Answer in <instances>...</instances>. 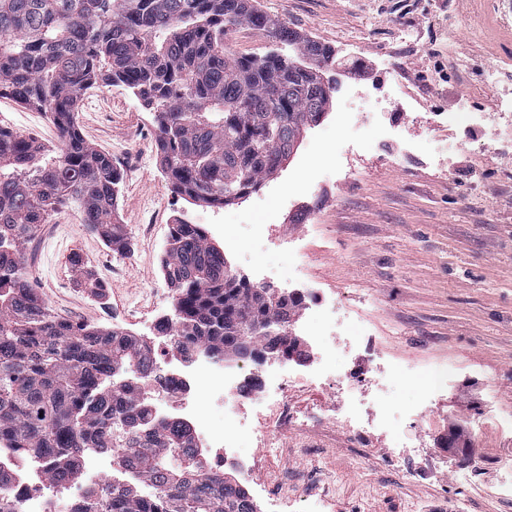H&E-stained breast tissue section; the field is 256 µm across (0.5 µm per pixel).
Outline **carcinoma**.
<instances>
[{
    "label": "carcinoma",
    "mask_w": 512,
    "mask_h": 512,
    "mask_svg": "<svg viewBox=\"0 0 512 512\" xmlns=\"http://www.w3.org/2000/svg\"><path fill=\"white\" fill-rule=\"evenodd\" d=\"M241 27L265 31L278 48L233 55L224 38ZM335 66V50L300 39L253 0H0V97L46 115L61 144L45 158L35 140L0 126V445L53 458L61 486L77 477L85 449H131L135 475L92 492L79 512H257L241 485L193 466L203 449L187 421L160 420L135 395L153 369L151 347L58 318L29 282V247L65 208L106 244H125L122 174L82 136L80 102L92 88L130 89L153 114L173 191L218 206L278 172L326 112L322 74ZM162 272L184 357L220 346L236 360L247 342L286 352L297 343L288 333L241 340L232 312L289 323L296 304L231 285L224 251L198 225L175 220ZM141 479L156 484L155 498L142 497ZM10 480L0 467V512H17Z\"/></svg>",
    "instance_id": "obj_1"
}]
</instances>
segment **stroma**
Listing matches in <instances>:
<instances>
[{"instance_id": "obj_1", "label": "stroma", "mask_w": 512, "mask_h": 512, "mask_svg": "<svg viewBox=\"0 0 512 512\" xmlns=\"http://www.w3.org/2000/svg\"><path fill=\"white\" fill-rule=\"evenodd\" d=\"M494 0H257L260 10L333 49L360 45L388 68L408 97L433 112L455 111L468 96L491 111L497 90L482 80L481 63L512 55V40L499 30ZM458 38L449 42L448 28ZM80 129L115 158L123 174L119 209L129 246L105 245L65 211L44 225L29 265L37 294L61 319L97 328L117 327L150 338L172 317L173 300L162 272L174 217L204 225L235 273L289 267L284 249L245 241L240 223L272 224L280 236L303 247L301 282L335 299L348 320L369 330L385 359L448 369V386L424 396L422 381L395 376L377 403L397 417V429L412 460L427 459L426 475L406 477L387 469L390 441L377 437L357 450L333 419L336 390L325 383L292 396L306 428L281 434L275 447L256 439L260 424L246 411L249 436L242 449L255 457L246 486L258 512H274L270 488L287 493L307 471L336 489L337 505L361 500L365 512H405L408 504L461 500L463 512H512V504L468 490L464 476L498 479L512 463V431L501 417L512 414V156L476 154L460 146L448 128L416 123L404 115L413 136L412 160L395 163L402 151L391 138L379 155L381 133L356 120L342 121L339 97L308 128L273 178L223 207L191 203L173 195L156 156L153 115L124 87L91 90L78 112ZM0 125L59 149L48 118L0 98ZM360 154L358 171L336 178V160ZM316 181V223L302 221L308 205L290 207L282 197L297 177ZM80 264H72V256ZM106 285L97 294L93 284ZM460 429L470 455L446 446ZM316 445L315 456L302 449Z\"/></svg>"}]
</instances>
